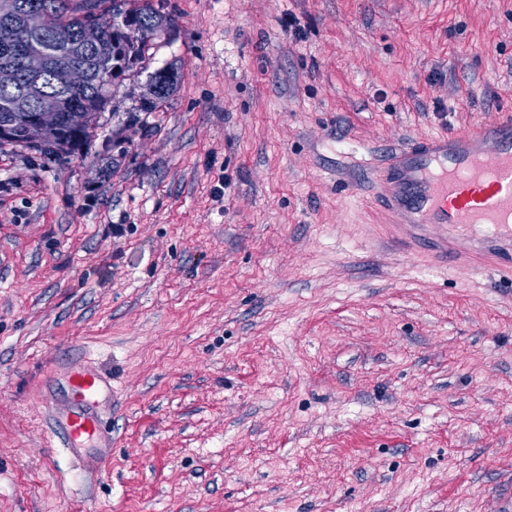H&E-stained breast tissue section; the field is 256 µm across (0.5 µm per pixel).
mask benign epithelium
<instances>
[{
	"mask_svg": "<svg viewBox=\"0 0 512 512\" xmlns=\"http://www.w3.org/2000/svg\"><path fill=\"white\" fill-rule=\"evenodd\" d=\"M19 26L27 35L40 39L41 43L9 42L0 47V56L4 57V61L0 62V86L5 88L18 84L21 71L31 79L40 78L51 65L47 44L74 41L82 49L92 51L99 46L107 30L100 12L96 10L73 35L47 31L46 11L43 8L26 11L20 18ZM123 36L130 43H138L147 36V25L143 21L129 23L123 28ZM8 57L18 58L20 67L6 61ZM89 81L90 72L85 64L61 59L54 64V91L46 92L33 86L16 97L13 109L25 117L29 143H38L45 131L57 126L61 113L77 111V108L67 106L65 93L80 91L88 86Z\"/></svg>",
	"mask_w": 512,
	"mask_h": 512,
	"instance_id": "obj_1",
	"label": "benign epithelium"
}]
</instances>
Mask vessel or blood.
Wrapping results in <instances>:
<instances>
[{"instance_id": "1", "label": "vessel or blood", "mask_w": 512, "mask_h": 512, "mask_svg": "<svg viewBox=\"0 0 512 512\" xmlns=\"http://www.w3.org/2000/svg\"><path fill=\"white\" fill-rule=\"evenodd\" d=\"M368 179L381 185L380 205L402 226L407 256L423 251L446 268L466 255L487 257L512 278V119L416 139L370 164ZM71 382L82 408L66 417L65 447L111 441L93 413L106 380L81 366Z\"/></svg>"}]
</instances>
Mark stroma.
<instances>
[{
  "label": "stroma",
  "mask_w": 512,
  "mask_h": 512,
  "mask_svg": "<svg viewBox=\"0 0 512 512\" xmlns=\"http://www.w3.org/2000/svg\"><path fill=\"white\" fill-rule=\"evenodd\" d=\"M151 2L82 150L0 145V512H512V281L406 258L362 185L512 110V0ZM151 84H160L164 89V94L155 98L149 104L143 103L141 106V110L151 111L157 107L158 104L166 101L173 93L177 83H178V75L173 71H168L165 69L156 71L150 80ZM150 84V85H151ZM72 390L83 410L69 413L63 429L64 445L72 450L82 447L87 439L105 441L104 447L111 448L105 459H112V430L102 429L91 410L104 389L112 390V385L93 368L81 366L73 369L71 374Z\"/></svg>",
  "instance_id": "stroma-1"
}]
</instances>
